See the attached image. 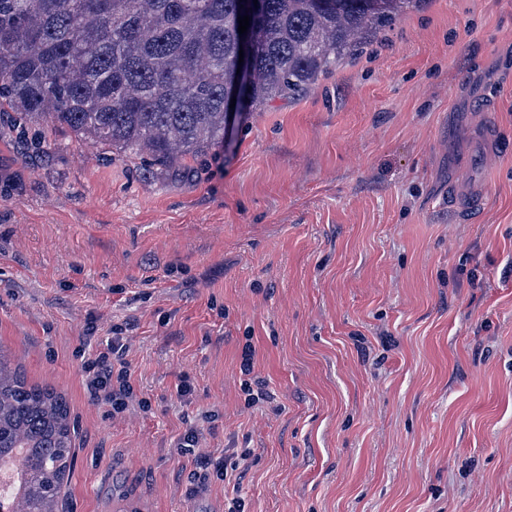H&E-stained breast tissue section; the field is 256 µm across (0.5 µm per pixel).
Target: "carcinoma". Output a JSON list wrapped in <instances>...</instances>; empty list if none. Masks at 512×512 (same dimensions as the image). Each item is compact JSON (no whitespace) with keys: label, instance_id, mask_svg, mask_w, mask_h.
Here are the masks:
<instances>
[{"label":"carcinoma","instance_id":"obj_1","mask_svg":"<svg viewBox=\"0 0 512 512\" xmlns=\"http://www.w3.org/2000/svg\"><path fill=\"white\" fill-rule=\"evenodd\" d=\"M425 0H0V112L174 165L224 144L225 101L298 96ZM255 28L239 68L238 20ZM63 395L0 353V459L27 449L15 512H60L73 469Z\"/></svg>","mask_w":512,"mask_h":512}]
</instances>
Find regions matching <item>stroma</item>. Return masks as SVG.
Wrapping results in <instances>:
<instances>
[{
  "label": "stroma",
  "mask_w": 512,
  "mask_h": 512,
  "mask_svg": "<svg viewBox=\"0 0 512 512\" xmlns=\"http://www.w3.org/2000/svg\"><path fill=\"white\" fill-rule=\"evenodd\" d=\"M0 349L68 401L66 512H222L190 423L245 512H512V0H426L173 166L1 117ZM113 333L105 347L82 365L83 382L90 397L111 408L112 417L124 413L134 401V388L130 382V369L125 359L127 337ZM251 456L250 449L244 448L235 451L232 448L231 454L224 457L213 458L207 454H199L196 458L197 465L199 468H203L206 471L211 469L213 474L216 475L217 479L224 481V497L228 501V509L227 512H244V503H242V499L238 495V488L236 487V483L232 484V471L235 470L236 467L239 466L240 461H245ZM235 459V461L229 465L231 466V473L229 475L228 471V459ZM231 487V489H230Z\"/></svg>",
  "instance_id": "obj_1"
}]
</instances>
